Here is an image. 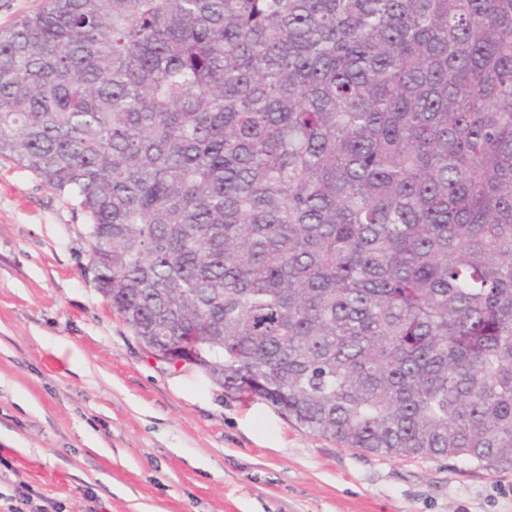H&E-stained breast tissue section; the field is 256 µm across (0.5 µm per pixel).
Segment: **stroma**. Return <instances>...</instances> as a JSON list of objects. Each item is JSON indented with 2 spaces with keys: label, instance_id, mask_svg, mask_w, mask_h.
I'll return each instance as SVG.
<instances>
[{
  "label": "stroma",
  "instance_id": "1",
  "mask_svg": "<svg viewBox=\"0 0 512 512\" xmlns=\"http://www.w3.org/2000/svg\"><path fill=\"white\" fill-rule=\"evenodd\" d=\"M86 218L0 159V473L64 512H512V472L348 448L158 360L87 270Z\"/></svg>",
  "mask_w": 512,
  "mask_h": 512
}]
</instances>
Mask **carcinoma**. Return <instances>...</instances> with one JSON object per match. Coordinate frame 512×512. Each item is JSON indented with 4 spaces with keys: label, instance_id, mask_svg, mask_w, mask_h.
Listing matches in <instances>:
<instances>
[{
    "label": "carcinoma",
    "instance_id": "1",
    "mask_svg": "<svg viewBox=\"0 0 512 512\" xmlns=\"http://www.w3.org/2000/svg\"><path fill=\"white\" fill-rule=\"evenodd\" d=\"M0 157L172 361L512 470V0H42L0 30Z\"/></svg>",
    "mask_w": 512,
    "mask_h": 512
}]
</instances>
